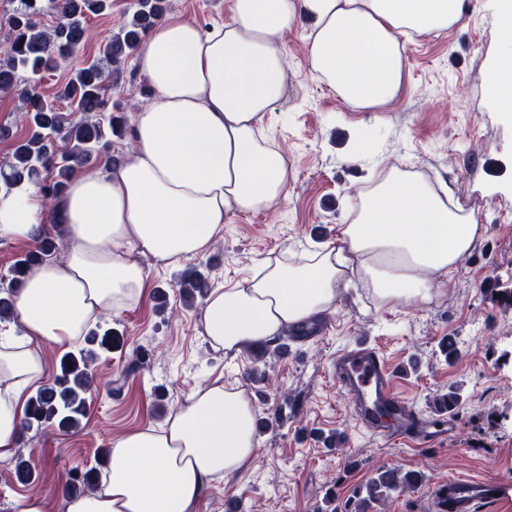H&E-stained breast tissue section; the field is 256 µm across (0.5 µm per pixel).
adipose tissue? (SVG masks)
Returning a JSON list of instances; mask_svg holds the SVG:
<instances>
[{"label": "adipose tissue", "mask_w": 512, "mask_h": 512, "mask_svg": "<svg viewBox=\"0 0 512 512\" xmlns=\"http://www.w3.org/2000/svg\"><path fill=\"white\" fill-rule=\"evenodd\" d=\"M462 0H231L210 28L172 15L141 44L136 70L150 90L121 160L78 169L64 196L0 191V240L38 241L64 227L61 258L34 268L14 295L20 334L0 333V458L21 443L27 399L48 347L65 351L105 315L138 305L136 257L170 265L208 253L230 215L288 197V161L267 129L288 85L283 38L312 20L311 73L353 108L375 111L400 94L406 40L457 26ZM487 94L512 112V49L497 54ZM465 210L417 174L380 171L337 242L299 259L269 258L251 277L209 291L198 314L209 344L238 354L331 312L348 271L387 306L430 301L484 235ZM255 409L220 380L191 392L161 429L113 442L107 476L65 512H195L213 481L256 457Z\"/></svg>", "instance_id": "1"}]
</instances>
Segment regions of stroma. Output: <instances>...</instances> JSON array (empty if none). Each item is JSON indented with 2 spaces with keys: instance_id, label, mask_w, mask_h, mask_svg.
Returning <instances> with one entry per match:
<instances>
[{
  "instance_id": "obj_1",
  "label": "stroma",
  "mask_w": 512,
  "mask_h": 512,
  "mask_svg": "<svg viewBox=\"0 0 512 512\" xmlns=\"http://www.w3.org/2000/svg\"><path fill=\"white\" fill-rule=\"evenodd\" d=\"M135 0H112L111 10L87 23L83 45L72 58L81 64L133 11ZM168 14L202 27L227 21L231 0H167ZM312 22L289 34L286 45L288 96L270 115L275 144L289 168L288 198L274 209L231 216L224 235L203 257L171 266L138 255L147 274L144 302L113 316L123 344L101 360L88 413L77 432L53 427L23 435L20 453L32 457L40 476L23 486L4 484L14 458L0 459V512H13L16 497L37 494L51 512H65L62 485L68 471L91 465L99 449L125 433L161 427L197 387L216 376L245 391L259 427L250 468L229 482L212 483L197 512H225L227 498L244 512H341L377 469L419 472L414 490L394 495L388 507L369 512H437L433 492L459 478L493 481L501 498L479 512H512V306L494 289L512 290V117L497 112L485 79L499 49L492 0H464L458 26L415 35L405 46V79L399 96L377 112L353 109L314 77L307 62ZM147 85L127 62L108 90L113 108L144 104ZM398 166L448 188L474 212L486 232L456 273L433 283L425 305H377L358 276L341 283L335 310L324 317L316 338L289 345L250 379L249 353L232 356L200 334L198 308L184 307L177 281L192 269L207 271L213 286L248 277L259 262L336 241L338 225L375 172ZM165 290L170 313L155 309ZM453 340L457 361L441 353ZM357 343L376 350L400 377V387L425 418L432 402L458 388L455 427L425 448L378 436L357 419L350 399L332 378L337 352ZM150 359L131 370L137 351ZM164 402H157L156 392ZM343 437L342 448L331 440Z\"/></svg>"
}]
</instances>
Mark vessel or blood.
Instances as JSON below:
<instances>
[{"instance_id": "1", "label": "vessel or blood", "mask_w": 512, "mask_h": 512, "mask_svg": "<svg viewBox=\"0 0 512 512\" xmlns=\"http://www.w3.org/2000/svg\"><path fill=\"white\" fill-rule=\"evenodd\" d=\"M337 387L354 404L358 420L373 432H380L379 411H387L395 435L413 443L435 444L439 431L427 428V420L408 404L398 389L395 372L370 347L357 344L351 350L337 354L332 366ZM450 512H476L478 506L491 501L500 487L492 481L458 479L448 483Z\"/></svg>"}]
</instances>
